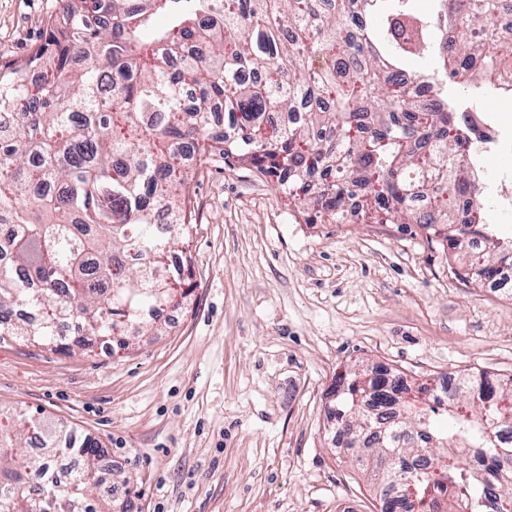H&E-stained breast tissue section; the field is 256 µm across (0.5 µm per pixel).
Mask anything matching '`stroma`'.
I'll return each mask as SVG.
<instances>
[{"instance_id": "1", "label": "stroma", "mask_w": 512, "mask_h": 512, "mask_svg": "<svg viewBox=\"0 0 512 512\" xmlns=\"http://www.w3.org/2000/svg\"><path fill=\"white\" fill-rule=\"evenodd\" d=\"M61 0H0V57L21 60ZM476 168L512 196V96ZM193 264L175 319L114 355L0 343V416L42 415L100 443L134 512H381L332 442L329 392L352 366L418 383L512 375V295L463 280L415 224L306 223L245 166L197 170Z\"/></svg>"}]
</instances>
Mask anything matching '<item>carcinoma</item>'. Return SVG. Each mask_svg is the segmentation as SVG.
<instances>
[{
    "label": "carcinoma",
    "mask_w": 512,
    "mask_h": 512,
    "mask_svg": "<svg viewBox=\"0 0 512 512\" xmlns=\"http://www.w3.org/2000/svg\"><path fill=\"white\" fill-rule=\"evenodd\" d=\"M63 0L22 62L0 59V342L56 351L138 336L183 287L169 263L197 222L193 169L247 165L332 223L353 198L380 223L417 224L489 280L512 251L458 162L479 161L474 110L450 82L512 90L503 0ZM165 11L169 24L153 27ZM462 21L453 46L435 32ZM410 57L443 61L412 72ZM244 69L265 74L261 82ZM428 84L432 99L419 96ZM231 135L213 136L212 112ZM300 113L280 126L269 113ZM194 141L193 165L184 162ZM430 195L429 210L411 207ZM330 407L344 447L384 500L394 478L418 512H512V376L430 394L395 372L341 373ZM43 453L30 480L29 428ZM97 441L48 420L0 424V512H107L116 479Z\"/></svg>",
    "instance_id": "obj_1"
}]
</instances>
